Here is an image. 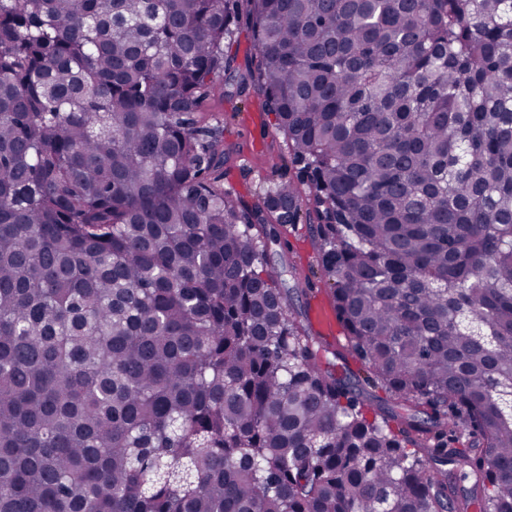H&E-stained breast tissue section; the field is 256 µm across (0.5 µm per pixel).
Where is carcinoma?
<instances>
[{
  "label": "carcinoma",
  "instance_id": "1",
  "mask_svg": "<svg viewBox=\"0 0 512 512\" xmlns=\"http://www.w3.org/2000/svg\"><path fill=\"white\" fill-rule=\"evenodd\" d=\"M255 90L311 179L252 206L196 114ZM0 512H512V0H0ZM231 42L233 44L232 52L236 55V63L238 65L244 67L245 64H254V42L251 31L245 25H241L235 30ZM286 239L288 249L283 245L275 246L272 249L270 268L280 273L282 271L283 257L287 259V255L297 261L299 267L297 279L294 280L289 273H283L281 278L283 288H288L291 294L294 293L293 296H299V301H295L298 306V319L310 336L321 339L323 342L327 343L331 349H338L346 355V362L336 360L340 371L345 372V370L349 368L358 374L360 370L359 375L362 380L366 372H364L360 361L348 354L344 330L340 322L338 321V332L337 335H335V340H325L316 329L313 309L317 301H322L331 306L334 309L335 315L336 310L333 301V288H331L323 277L321 266L319 265L318 253L313 246L312 237L307 224H297L293 229L288 228V236Z\"/></svg>",
  "mask_w": 512,
  "mask_h": 512
}]
</instances>
